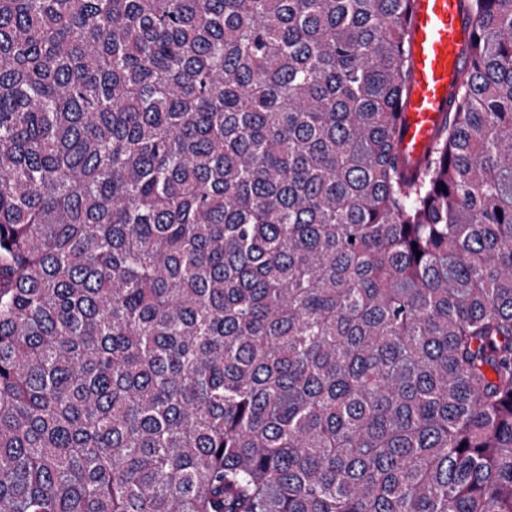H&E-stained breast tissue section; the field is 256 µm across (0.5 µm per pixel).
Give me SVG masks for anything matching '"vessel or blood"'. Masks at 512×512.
Listing matches in <instances>:
<instances>
[{"label":"vessel or blood","instance_id":"1","mask_svg":"<svg viewBox=\"0 0 512 512\" xmlns=\"http://www.w3.org/2000/svg\"><path fill=\"white\" fill-rule=\"evenodd\" d=\"M474 29L463 0H413L408 28L412 73L397 144L402 159L423 160L440 131L468 69Z\"/></svg>","mask_w":512,"mask_h":512}]
</instances>
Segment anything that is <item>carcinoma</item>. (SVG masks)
<instances>
[{"label":"carcinoma","mask_w":512,"mask_h":512,"mask_svg":"<svg viewBox=\"0 0 512 512\" xmlns=\"http://www.w3.org/2000/svg\"><path fill=\"white\" fill-rule=\"evenodd\" d=\"M396 151L410 0H0V512H512V0Z\"/></svg>","instance_id":"1"}]
</instances>
